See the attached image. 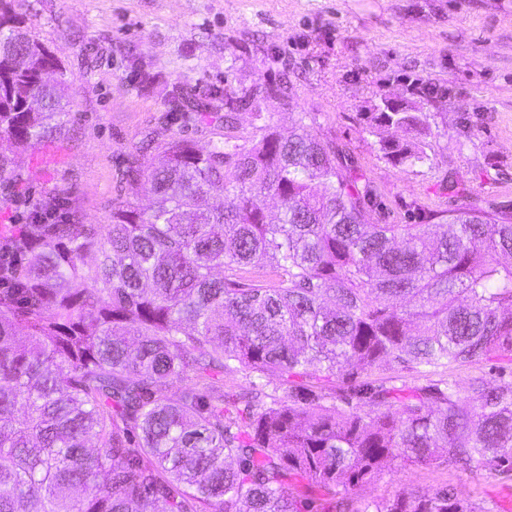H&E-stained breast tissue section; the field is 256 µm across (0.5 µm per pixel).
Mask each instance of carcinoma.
<instances>
[{"label": "carcinoma", "mask_w": 512, "mask_h": 512, "mask_svg": "<svg viewBox=\"0 0 512 512\" xmlns=\"http://www.w3.org/2000/svg\"><path fill=\"white\" fill-rule=\"evenodd\" d=\"M63 83L48 48L0 13V137L31 147L59 133ZM260 97L285 100L288 85L224 91L223 138L173 139L158 162L131 165L149 208L6 230L0 512H484L446 487L360 504L346 491L398 460L512 477V380L478 372L463 393L453 380L467 364L512 366V215L369 224L372 189L305 124L232 133ZM172 104L211 118L179 92ZM382 126L430 133L426 113L385 98L371 117ZM381 150L429 160L422 140ZM388 361L425 383H359ZM238 370L319 384L241 406L218 377ZM297 478L320 496L290 493Z\"/></svg>", "instance_id": "cac0c4a2"}]
</instances>
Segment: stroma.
Returning a JSON list of instances; mask_svg holds the SVG:
<instances>
[{"mask_svg":"<svg viewBox=\"0 0 512 512\" xmlns=\"http://www.w3.org/2000/svg\"><path fill=\"white\" fill-rule=\"evenodd\" d=\"M65 73L70 117L60 138L25 149L0 141L10 174L0 178V227L30 221L32 204L52 223L108 224L129 198L133 156L155 161L175 138L206 145L224 132L186 121L173 92L208 97L287 82V102L241 109L237 135L258 123L311 133L349 154L373 190L371 224H421L470 205L512 213V0H6ZM428 116L430 163L382 155L383 139L411 130L369 128L381 99ZM453 489L512 512V478L478 469L395 463L355 486L357 501Z\"/></svg>","mask_w":512,"mask_h":512,"instance_id":"obj_1","label":"stroma"}]
</instances>
